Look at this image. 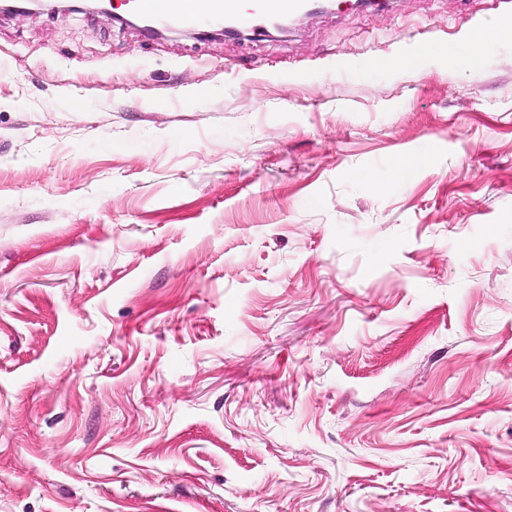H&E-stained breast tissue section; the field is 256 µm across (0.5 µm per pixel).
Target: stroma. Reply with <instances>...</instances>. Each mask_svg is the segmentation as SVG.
I'll list each match as a JSON object with an SVG mask.
<instances>
[{
    "instance_id": "obj_1",
    "label": "stroma",
    "mask_w": 512,
    "mask_h": 512,
    "mask_svg": "<svg viewBox=\"0 0 512 512\" xmlns=\"http://www.w3.org/2000/svg\"><path fill=\"white\" fill-rule=\"evenodd\" d=\"M491 23L512 0L0 16V512H512ZM245 8L241 0H127L129 9L150 19H166L190 28L229 22L255 37L265 35L267 22L284 14L303 13L310 0H253ZM491 34H494L498 39L509 38L512 37V28L495 25L470 35L467 45L469 48V71L471 76L478 75L480 71L482 60L488 54L493 43Z\"/></svg>"
}]
</instances>
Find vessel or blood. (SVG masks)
Returning a JSON list of instances; mask_svg holds the SVG:
<instances>
[{"instance_id":"b4317fda","label":"vessel or blood","mask_w":512,"mask_h":512,"mask_svg":"<svg viewBox=\"0 0 512 512\" xmlns=\"http://www.w3.org/2000/svg\"><path fill=\"white\" fill-rule=\"evenodd\" d=\"M131 10L145 18L166 19L190 28L229 22L254 36L265 33L272 18L298 14L310 6V0H254L244 7L242 0H127Z\"/></svg>"}]
</instances>
